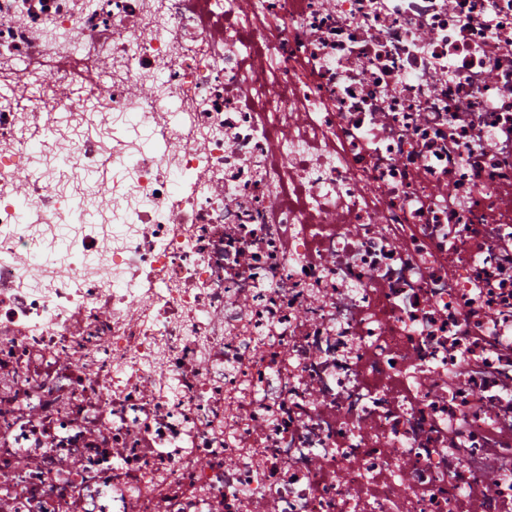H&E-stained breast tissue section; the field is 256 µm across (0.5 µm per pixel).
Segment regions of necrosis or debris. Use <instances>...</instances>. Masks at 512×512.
<instances>
[{"mask_svg": "<svg viewBox=\"0 0 512 512\" xmlns=\"http://www.w3.org/2000/svg\"><path fill=\"white\" fill-rule=\"evenodd\" d=\"M45 68L0 512H512V0H0Z\"/></svg>", "mask_w": 512, "mask_h": 512, "instance_id": "obj_1", "label": "necrosis or debris"}]
</instances>
